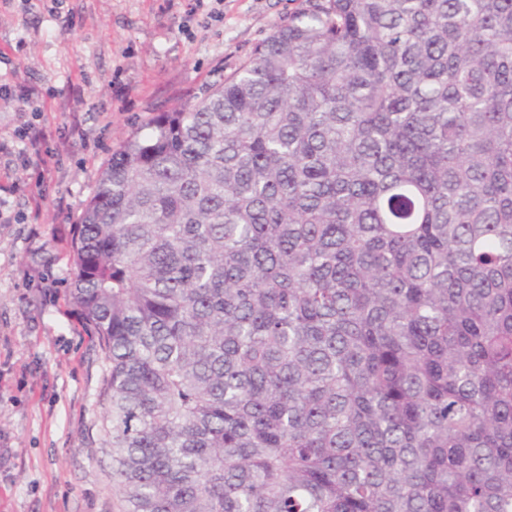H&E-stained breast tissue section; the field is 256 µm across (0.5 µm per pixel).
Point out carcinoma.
Here are the masks:
<instances>
[{"mask_svg": "<svg viewBox=\"0 0 512 512\" xmlns=\"http://www.w3.org/2000/svg\"><path fill=\"white\" fill-rule=\"evenodd\" d=\"M306 2L76 226L124 512H512V0Z\"/></svg>", "mask_w": 512, "mask_h": 512, "instance_id": "obj_1", "label": "carcinoma"}]
</instances>
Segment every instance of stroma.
<instances>
[{
  "label": "stroma",
  "instance_id": "obj_1",
  "mask_svg": "<svg viewBox=\"0 0 512 512\" xmlns=\"http://www.w3.org/2000/svg\"><path fill=\"white\" fill-rule=\"evenodd\" d=\"M304 0H0V512H122L108 364L73 239L113 149L236 71ZM34 86L39 97L18 98ZM33 126L43 163L16 131Z\"/></svg>",
  "mask_w": 512,
  "mask_h": 512
}]
</instances>
